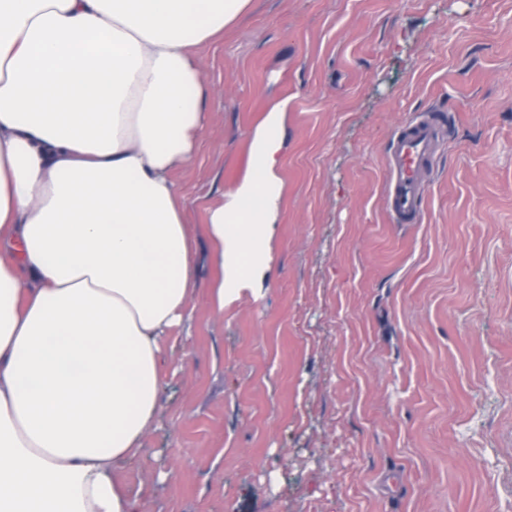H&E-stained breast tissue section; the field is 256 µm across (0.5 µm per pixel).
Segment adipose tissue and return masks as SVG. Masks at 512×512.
I'll return each instance as SVG.
<instances>
[{"instance_id": "ef3b65f1", "label": "adipose tissue", "mask_w": 512, "mask_h": 512, "mask_svg": "<svg viewBox=\"0 0 512 512\" xmlns=\"http://www.w3.org/2000/svg\"><path fill=\"white\" fill-rule=\"evenodd\" d=\"M253 0H0V512H136L195 240L175 172L205 130L193 49ZM286 106L206 211L216 313L260 295Z\"/></svg>"}]
</instances>
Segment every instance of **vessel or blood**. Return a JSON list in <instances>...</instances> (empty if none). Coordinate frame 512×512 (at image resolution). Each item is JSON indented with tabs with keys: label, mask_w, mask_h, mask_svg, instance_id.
Here are the masks:
<instances>
[{
	"label": "vessel or blood",
	"mask_w": 512,
	"mask_h": 512,
	"mask_svg": "<svg viewBox=\"0 0 512 512\" xmlns=\"http://www.w3.org/2000/svg\"><path fill=\"white\" fill-rule=\"evenodd\" d=\"M445 140V131L436 118L415 114L391 140L388 178L384 202L400 224L413 223L422 212V174Z\"/></svg>",
	"instance_id": "1"
}]
</instances>
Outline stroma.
<instances>
[{"mask_svg":"<svg viewBox=\"0 0 512 512\" xmlns=\"http://www.w3.org/2000/svg\"><path fill=\"white\" fill-rule=\"evenodd\" d=\"M197 55L210 117L175 173L197 288L124 475L139 512H512V0H254ZM277 101L270 279L218 318L205 209ZM434 109L398 224L390 138ZM445 140L435 117L415 114L391 140L384 202L398 224L413 223L422 212V174Z\"/></svg>","mask_w":512,"mask_h":512,"instance_id":"1","label":"stroma"}]
</instances>
